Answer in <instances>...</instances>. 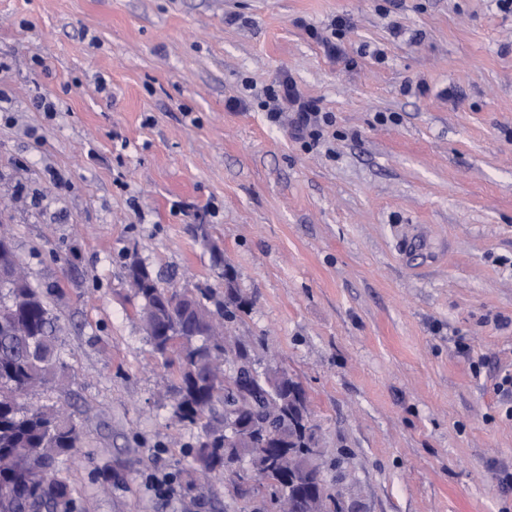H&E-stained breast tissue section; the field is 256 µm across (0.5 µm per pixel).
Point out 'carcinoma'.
I'll return each instance as SVG.
<instances>
[{
    "instance_id": "obj_1",
    "label": "carcinoma",
    "mask_w": 512,
    "mask_h": 512,
    "mask_svg": "<svg viewBox=\"0 0 512 512\" xmlns=\"http://www.w3.org/2000/svg\"><path fill=\"white\" fill-rule=\"evenodd\" d=\"M127 280L135 313L153 352L166 368L178 366L170 385L174 415L179 422L201 431L187 449L189 468L177 473L182 493L203 501L209 488L202 479L228 474L241 497L249 495L244 476L226 472L224 436L230 424L252 426L236 459L250 458L253 477L273 490V501L288 502V512H342V506L324 485L315 465V425L299 383L290 393L293 403L276 404L281 387L276 372L259 373L252 350L242 344L237 367L230 373L224 363V323L246 310L237 290L224 299L211 288H183L181 297H167V287L136 256L125 255ZM58 319L47 293L24 275L0 288V512H79L71 487L62 474L64 456L82 445L81 424L60 409L33 407L23 397L60 382L64 363L59 358ZM288 439L287 451L272 462L264 455L266 435Z\"/></svg>"
}]
</instances>
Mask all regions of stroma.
I'll return each mask as SVG.
<instances>
[{
    "label": "stroma",
    "instance_id": "stroma-1",
    "mask_svg": "<svg viewBox=\"0 0 512 512\" xmlns=\"http://www.w3.org/2000/svg\"><path fill=\"white\" fill-rule=\"evenodd\" d=\"M348 18L350 64L309 29ZM402 36H394L393 25ZM383 50L377 60L374 50ZM103 74L111 97L94 90ZM290 76L331 113L305 150L259 109ZM62 112L32 104L35 89ZM0 234L48 291L65 363L26 397L83 426L80 512H272L187 468L123 256L248 304L230 333L299 382L346 512H501L512 418V13L496 0H0ZM245 98L244 110L226 102ZM464 337L470 355L454 341ZM483 358L473 372L471 358ZM127 468L109 492L115 460Z\"/></svg>",
    "mask_w": 512,
    "mask_h": 512
}]
</instances>
